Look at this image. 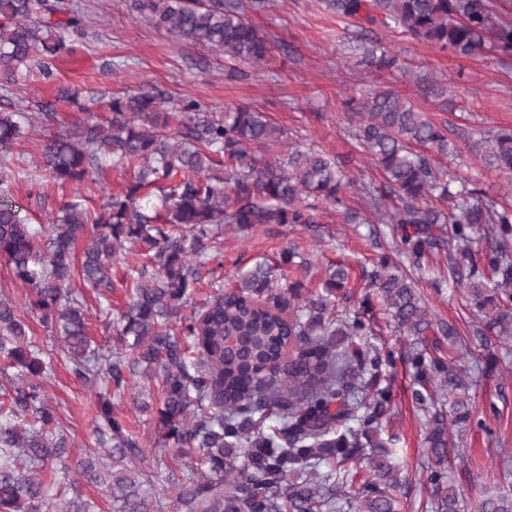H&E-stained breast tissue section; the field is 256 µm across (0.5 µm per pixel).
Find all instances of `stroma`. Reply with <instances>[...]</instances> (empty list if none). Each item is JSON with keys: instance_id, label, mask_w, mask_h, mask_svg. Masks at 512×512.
I'll return each mask as SVG.
<instances>
[{"instance_id": "stroma-1", "label": "stroma", "mask_w": 512, "mask_h": 512, "mask_svg": "<svg viewBox=\"0 0 512 512\" xmlns=\"http://www.w3.org/2000/svg\"><path fill=\"white\" fill-rule=\"evenodd\" d=\"M131 2L72 0L74 9L85 17L88 34L75 43L73 53L59 57L51 76H31L19 95L21 108L35 111L47 104L61 120L71 122L76 114L58 96L60 88L70 87L81 91L88 106L104 118L112 97L146 85L158 86L177 99L193 98L216 116L231 106L254 105L290 135L339 158L350 177L360 182L379 180L380 173L349 135L343 101L360 95L365 87L391 89L437 123L462 129L512 127V58L502 59L493 51L460 59L386 28L369 31L370 40L398 54L406 65L436 71L448 89V108L443 111L399 72L375 73L357 67L347 46L358 28L336 19L319 0H275L265 13L251 14L252 23L272 39L273 46L264 64H241L234 70L209 49L144 23L131 10ZM43 142L39 130L27 131L8 160L20 175L9 180L5 189L28 223L50 224L59 208L79 195L88 197L90 208L99 209L131 179L130 171L112 169L86 187L47 184L41 163ZM442 168L450 182L466 177L490 195L512 200V176L485 167L470 153L444 159ZM289 247L296 249L303 263L288 268L287 275L309 291L321 290L328 265H345L349 284L336 303L364 313L372 325L371 335L358 337L357 346L363 351H393L395 362L383 367L379 381L391 393L379 437L406 483L399 512H431L432 491L423 476L432 463L426 443L429 418L412 398L418 381L406 361L411 339L394 330L364 277L378 251L403 250L390 226H382L379 237L372 239L366 226L341 223L329 213L315 232L298 224H261L243 231L225 228L221 260L202 267L197 299H205L215 285H230L257 260L277 259ZM143 263L141 255L120 252L112 261L111 287L99 292L85 289L93 346L114 345L116 333L108 320L124 307ZM412 276L432 318L454 325L470 344L462 365L470 382L472 416L465 426L447 425L446 432L453 449L448 480L464 492L462 512H474L481 492H512V337L491 335L483 342L474 338L480 316L466 288L449 277L447 251L424 258ZM27 324L33 341L52 355L45 391L57 407L64 432L75 447H94L97 389L75 374L73 364L58 352L55 336L36 316H28ZM113 409L125 418L130 434L143 448L156 451L155 412L139 411L128 396L114 401ZM45 479L65 498L78 493L96 503V512H112L102 488L64 474L60 465L49 466Z\"/></svg>"}]
</instances>
